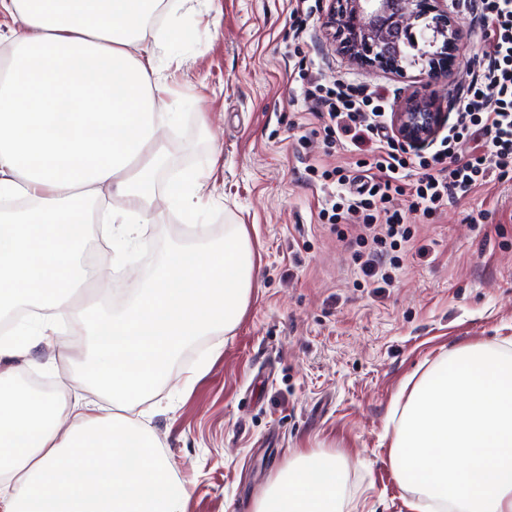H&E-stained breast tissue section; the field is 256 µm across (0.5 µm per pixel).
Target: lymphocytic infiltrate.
<instances>
[{"instance_id":"obj_1","label":"lymphocytic infiltrate","mask_w":512,"mask_h":512,"mask_svg":"<svg viewBox=\"0 0 512 512\" xmlns=\"http://www.w3.org/2000/svg\"><path fill=\"white\" fill-rule=\"evenodd\" d=\"M473 8L482 51L454 103L456 120L432 154L407 149L395 136L381 93L341 81L328 87L312 66L299 67L302 94L326 118V141L359 152L353 169L311 164L306 172L341 188L319 211L322 223L357 219L374 228L360 264L367 284H390L387 269L398 265L396 250L411 239L408 213L429 217L491 180L512 179V0H475ZM404 193L411 198L405 214L391 207Z\"/></svg>"}]
</instances>
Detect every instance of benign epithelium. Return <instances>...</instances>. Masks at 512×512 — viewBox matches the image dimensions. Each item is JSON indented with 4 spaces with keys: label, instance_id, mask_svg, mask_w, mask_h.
<instances>
[{
    "label": "benign epithelium",
    "instance_id": "1",
    "mask_svg": "<svg viewBox=\"0 0 512 512\" xmlns=\"http://www.w3.org/2000/svg\"><path fill=\"white\" fill-rule=\"evenodd\" d=\"M324 25L332 41L355 62L406 77L404 57L417 51L427 82L417 86L404 105L392 113L397 137L421 150L448 121L439 99L426 94L429 82L451 70L461 41L448 0H330Z\"/></svg>",
    "mask_w": 512,
    "mask_h": 512
}]
</instances>
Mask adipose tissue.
<instances>
[{
    "mask_svg": "<svg viewBox=\"0 0 512 512\" xmlns=\"http://www.w3.org/2000/svg\"><path fill=\"white\" fill-rule=\"evenodd\" d=\"M175 0H0L10 50L0 59V512H187L190 494L151 422L168 367L200 336L232 332L255 278L246 225L214 238L196 223L214 189L203 171L165 191L162 135L172 123L154 53L176 36ZM165 23L148 32L149 20ZM152 38L153 49L143 48ZM189 224L178 246L106 311L82 298L124 268L158 196ZM118 204L99 228L89 209ZM110 266L85 268L95 233ZM58 347L76 389L22 387ZM394 478L410 512H512V349L449 351L412 386L393 422ZM345 460L300 453L253 512H343Z\"/></svg>",
    "mask_w": 512,
    "mask_h": 512,
    "instance_id": "1",
    "label": "adipose tissue"
}]
</instances>
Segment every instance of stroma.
Returning <instances> with one entry per match:
<instances>
[{
	"instance_id": "1",
	"label": "stroma",
	"mask_w": 512,
	"mask_h": 512,
	"mask_svg": "<svg viewBox=\"0 0 512 512\" xmlns=\"http://www.w3.org/2000/svg\"><path fill=\"white\" fill-rule=\"evenodd\" d=\"M307 19L295 0H186L178 13L177 61L163 60L175 114L172 153L158 189L182 171L218 163L215 200L199 221L247 224L256 278L247 311L218 354L200 337L173 363L153 420L186 481L188 512H251L297 453L325 451L348 465L345 512H410L389 459L388 417L401 384L448 350L512 339V181L492 182L436 216L416 218L393 283L363 284L353 250L318 221L329 191L305 168L348 166L353 151L327 144L301 95L300 60L324 82L383 93L400 108L417 85L364 67L335 48L324 26L329 0ZM464 39L434 87L452 101L470 81L476 17L452 4ZM132 278L113 280L104 309L131 279H148L173 245L188 240L178 219L149 224ZM199 376L191 390L182 383Z\"/></svg>"
}]
</instances>
